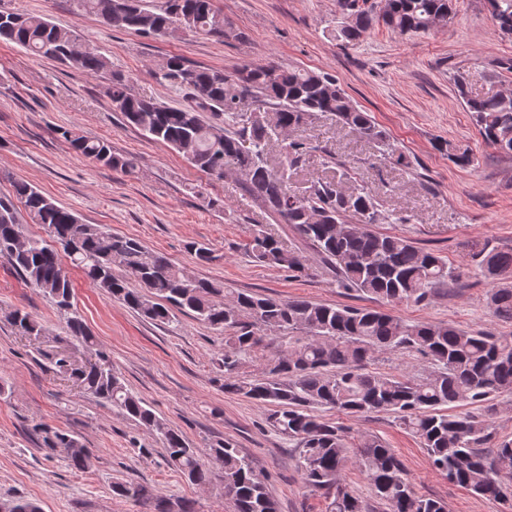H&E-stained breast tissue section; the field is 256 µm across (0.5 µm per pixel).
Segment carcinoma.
<instances>
[{
	"instance_id": "carcinoma-1",
	"label": "carcinoma",
	"mask_w": 512,
	"mask_h": 512,
	"mask_svg": "<svg viewBox=\"0 0 512 512\" xmlns=\"http://www.w3.org/2000/svg\"><path fill=\"white\" fill-rule=\"evenodd\" d=\"M494 26L512 36V0H486ZM115 28L148 36L181 31L217 40L237 39L226 27L213 0H73ZM352 17L332 30L342 45L358 43L375 24L400 33L426 32L448 23L453 0H336ZM0 39L25 51L99 73L109 60L89 46H79L70 30L37 16L0 10ZM156 80L179 89L188 103L170 106L133 93L129 80L112 75V110L148 138L185 155L201 171L223 177L234 171L248 192L279 222L288 224L322 259L336 268L340 288L389 304L421 303L457 277L446 259L420 248L404 236H382L372 224L387 222L374 195L363 186L345 185L344 170L311 183L299 195L288 185L311 150L304 139L287 134L331 114L386 153L394 152L386 133L371 115L355 106L336 79L324 72L242 65L233 75L222 69L194 67L171 56L154 72ZM459 95L483 140L512 156V93L471 97L463 77L455 79ZM78 155L125 174L135 172L133 156L117 155L106 140L63 130ZM13 193L31 223L48 238L24 232L12 201L0 199V256L7 257L26 281L65 316L67 335L92 352L82 364L66 351L53 355L56 371L74 379L98 402L109 405L136 425L156 434L167 461L192 484L208 485L213 472L182 434L166 427L112 369L108 350L73 310V283L61 255L83 271L92 286L144 317L163 324L186 313L224 334V357L214 364L224 375V392L267 403L269 426L294 444L304 485L329 500L328 512H370L363 498L344 480L357 466L367 477L374 498L390 512H447L444 502L415 489L401 462L382 439L366 436L351 446L346 428L319 410L369 414L387 411L426 450L431 467L452 483L493 498L512 496V440L482 448L491 440L484 422L470 414H447L452 403L482 405L491 396L512 392V338L480 329L463 330L448 323L408 321L369 308L327 305L304 299L235 293L224 282L197 276L192 270L153 253L137 239L114 235L100 224H84L35 186L13 182ZM199 265L215 260L211 248L188 245ZM256 262L304 273L301 257L282 240L255 225L248 245ZM479 266L496 283L489 308L512 321V250L486 248ZM7 320L20 336L45 338L46 330L22 309ZM263 330L288 336L284 350H270ZM416 352L430 360L424 377L370 371L379 350ZM263 361L262 375L246 371ZM35 430L48 448H59L68 466L83 471L93 452L68 433L38 424ZM221 467L224 497L233 512H276L266 477L236 445L224 438L210 444ZM113 493L151 506V512H198L195 501L155 493L133 482H118ZM7 512H41L38 502L19 497L5 503Z\"/></svg>"
}]
</instances>
